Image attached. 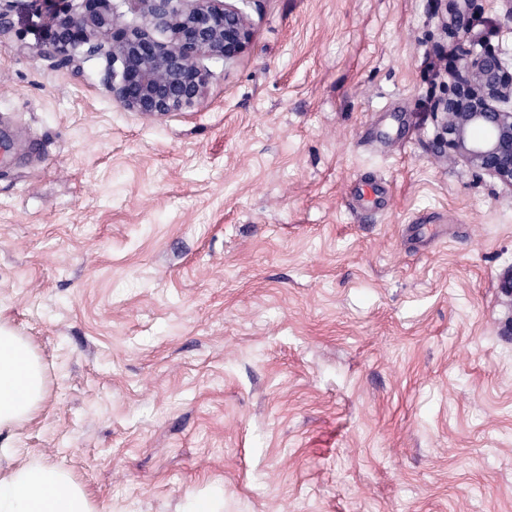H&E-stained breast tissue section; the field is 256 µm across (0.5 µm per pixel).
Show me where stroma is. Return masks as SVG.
I'll return each mask as SVG.
<instances>
[{
	"instance_id": "1",
	"label": "stroma",
	"mask_w": 512,
	"mask_h": 512,
	"mask_svg": "<svg viewBox=\"0 0 512 512\" xmlns=\"http://www.w3.org/2000/svg\"><path fill=\"white\" fill-rule=\"evenodd\" d=\"M205 104L125 111L0 0L16 430L95 512H512V189L441 157L434 0H251ZM512 54V5L472 0ZM45 396V379L31 346L0 321V433L30 421Z\"/></svg>"
}]
</instances>
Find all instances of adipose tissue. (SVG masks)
<instances>
[{
	"label": "adipose tissue",
	"instance_id": "adipose-tissue-1",
	"mask_svg": "<svg viewBox=\"0 0 512 512\" xmlns=\"http://www.w3.org/2000/svg\"><path fill=\"white\" fill-rule=\"evenodd\" d=\"M45 396L31 346L0 321V431L30 421ZM0 512H94L82 487L38 462L0 470Z\"/></svg>",
	"mask_w": 512,
	"mask_h": 512
}]
</instances>
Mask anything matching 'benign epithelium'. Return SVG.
Wrapping results in <instances>:
<instances>
[{
	"mask_svg": "<svg viewBox=\"0 0 512 512\" xmlns=\"http://www.w3.org/2000/svg\"><path fill=\"white\" fill-rule=\"evenodd\" d=\"M135 21L127 23L112 0H84L73 15L54 10L47 25L48 53L67 62L82 48L106 60L104 81L126 111L147 116L186 112L208 97L212 78L203 64L233 65L253 36L240 0H125ZM449 29L470 40V0H444ZM448 72L450 93L432 109L441 129L440 152L512 187V70L496 52L462 51Z\"/></svg>",
	"mask_w": 512,
	"mask_h": 512,
	"instance_id": "7a95c632",
	"label": "benign epithelium"
}]
</instances>
